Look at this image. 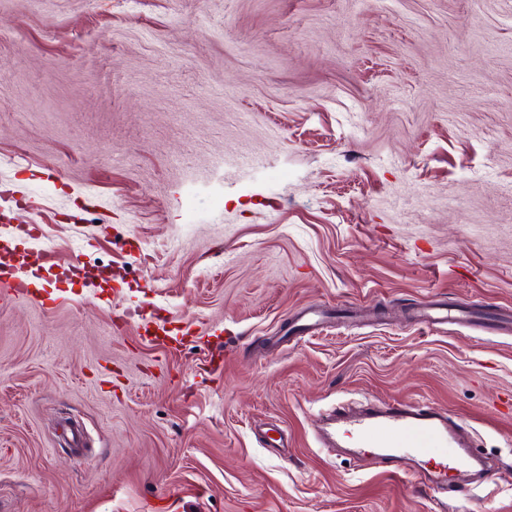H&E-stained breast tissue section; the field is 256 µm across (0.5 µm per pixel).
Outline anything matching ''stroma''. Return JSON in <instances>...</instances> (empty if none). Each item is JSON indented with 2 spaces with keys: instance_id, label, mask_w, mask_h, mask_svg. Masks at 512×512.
I'll return each instance as SVG.
<instances>
[{
  "instance_id": "35a3bbf8",
  "label": "stroma",
  "mask_w": 512,
  "mask_h": 512,
  "mask_svg": "<svg viewBox=\"0 0 512 512\" xmlns=\"http://www.w3.org/2000/svg\"><path fill=\"white\" fill-rule=\"evenodd\" d=\"M0 209V512H512V0H0ZM364 399L482 482L321 448Z\"/></svg>"
}]
</instances>
